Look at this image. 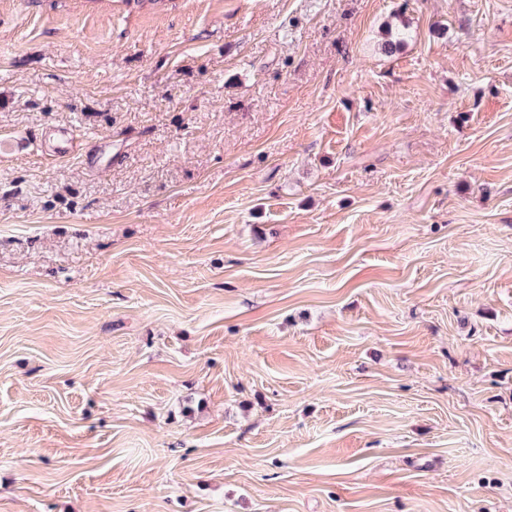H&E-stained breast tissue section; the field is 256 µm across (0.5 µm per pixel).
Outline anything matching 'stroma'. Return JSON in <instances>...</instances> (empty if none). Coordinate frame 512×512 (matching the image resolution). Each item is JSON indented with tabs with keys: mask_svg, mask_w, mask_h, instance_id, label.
<instances>
[{
	"mask_svg": "<svg viewBox=\"0 0 512 512\" xmlns=\"http://www.w3.org/2000/svg\"><path fill=\"white\" fill-rule=\"evenodd\" d=\"M0 512H512V0H0Z\"/></svg>",
	"mask_w": 512,
	"mask_h": 512,
	"instance_id": "35a3bbf8",
	"label": "stroma"
}]
</instances>
